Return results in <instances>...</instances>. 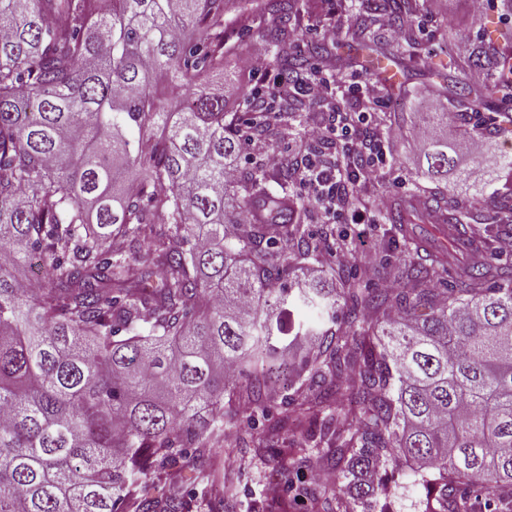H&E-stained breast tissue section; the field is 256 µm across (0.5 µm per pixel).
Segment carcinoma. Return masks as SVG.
Wrapping results in <instances>:
<instances>
[{
  "instance_id": "1",
  "label": "carcinoma",
  "mask_w": 512,
  "mask_h": 512,
  "mask_svg": "<svg viewBox=\"0 0 512 512\" xmlns=\"http://www.w3.org/2000/svg\"><path fill=\"white\" fill-rule=\"evenodd\" d=\"M231 1L244 2L0 0V512H182L164 488L186 472L232 505L219 445L261 460L297 427L306 442L280 449L276 471L291 454L329 463L343 485L331 499L290 486L312 512H392L404 468L424 489L419 512H512V264L466 259L507 227H477L482 196L502 194L496 209L512 222V185H499L512 155L483 166L475 195L450 197L439 176L456 161L431 138L420 148L429 185L388 215L418 260L381 258L338 290L306 277L311 210L270 191L259 166L224 178L246 136L224 96L198 85L232 68ZM322 2L266 9L286 22ZM418 9L361 0L336 52L340 78L363 65L361 51L381 50L383 14L403 33L394 62L419 63ZM191 22L200 37L185 34ZM276 40L283 79L328 52L288 51L286 26ZM470 70L487 76L478 91ZM508 70L478 34L440 75L464 133L485 110L512 107ZM159 75L185 98L160 96ZM450 114L426 112L421 126L445 129ZM143 245L150 269L130 260ZM36 254L47 267L27 289L20 269ZM450 261L456 287L443 288ZM378 274L399 287H363ZM292 384L295 417L259 438L240 427V405L264 416Z\"/></svg>"
}]
</instances>
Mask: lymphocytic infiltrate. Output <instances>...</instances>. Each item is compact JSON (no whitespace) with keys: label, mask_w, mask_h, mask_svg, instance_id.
Segmentation results:
<instances>
[{"label":"lymphocytic infiltrate","mask_w":512,"mask_h":512,"mask_svg":"<svg viewBox=\"0 0 512 512\" xmlns=\"http://www.w3.org/2000/svg\"><path fill=\"white\" fill-rule=\"evenodd\" d=\"M274 95L283 104H336L313 116L309 144L294 163L303 202L324 224L380 223L390 201L373 172L387 159L385 132L376 120L382 101L374 85L362 77L338 82L335 58L325 56L313 76L276 81Z\"/></svg>","instance_id":"lymphocytic-infiltrate-1"}]
</instances>
